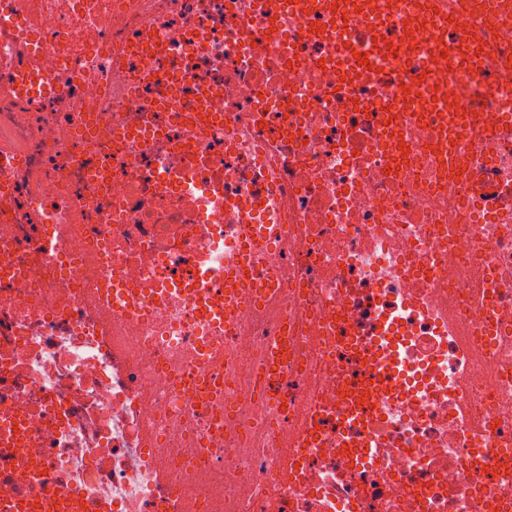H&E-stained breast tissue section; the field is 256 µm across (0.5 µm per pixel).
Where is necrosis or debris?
<instances>
[{
  "label": "necrosis or debris",
  "mask_w": 512,
  "mask_h": 512,
  "mask_svg": "<svg viewBox=\"0 0 512 512\" xmlns=\"http://www.w3.org/2000/svg\"><path fill=\"white\" fill-rule=\"evenodd\" d=\"M510 101L490 0H0V512H512Z\"/></svg>",
  "instance_id": "1"
}]
</instances>
